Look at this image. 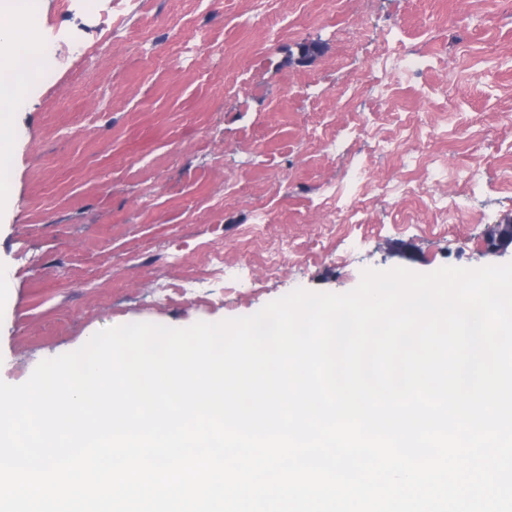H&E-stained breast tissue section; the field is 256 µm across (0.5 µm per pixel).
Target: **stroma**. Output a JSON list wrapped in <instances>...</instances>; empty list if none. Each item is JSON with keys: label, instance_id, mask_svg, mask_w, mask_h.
<instances>
[{"label": "stroma", "instance_id": "35a3bbf8", "mask_svg": "<svg viewBox=\"0 0 512 512\" xmlns=\"http://www.w3.org/2000/svg\"><path fill=\"white\" fill-rule=\"evenodd\" d=\"M210 2L141 0L108 41L107 0L0 5L55 34L54 76L14 116L0 380L125 324L250 316L299 288L349 292L367 269L512 262L487 247L512 216V0ZM403 55L424 64L392 72ZM368 69L395 75L390 93L338 105ZM216 246L249 287L182 292Z\"/></svg>", "mask_w": 512, "mask_h": 512}]
</instances>
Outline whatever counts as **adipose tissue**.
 <instances>
[{"instance_id":"ef3b65f1","label":"adipose tissue","mask_w":512,"mask_h":512,"mask_svg":"<svg viewBox=\"0 0 512 512\" xmlns=\"http://www.w3.org/2000/svg\"><path fill=\"white\" fill-rule=\"evenodd\" d=\"M24 32L13 21L0 15V158L12 152L15 138L12 118L21 106L14 92V76L19 69H26L31 78H39L42 72L41 51L31 52L27 64H20L14 53V45Z\"/></svg>"}]
</instances>
